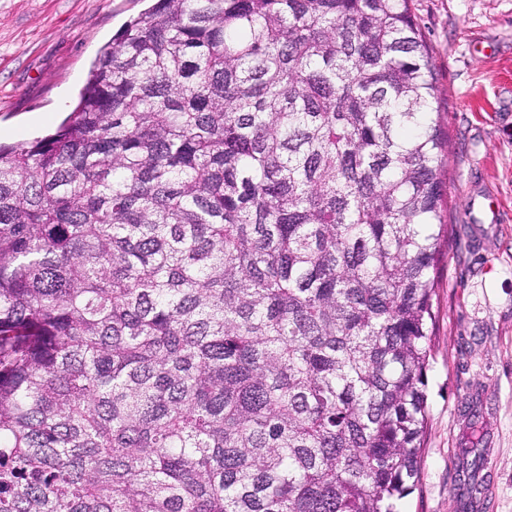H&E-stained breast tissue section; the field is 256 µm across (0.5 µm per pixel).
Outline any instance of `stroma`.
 Masks as SVG:
<instances>
[{
    "label": "stroma",
    "instance_id": "1",
    "mask_svg": "<svg viewBox=\"0 0 512 512\" xmlns=\"http://www.w3.org/2000/svg\"><path fill=\"white\" fill-rule=\"evenodd\" d=\"M146 0H0V143L51 133ZM433 51L448 240L428 428L401 512H512V0H409Z\"/></svg>",
    "mask_w": 512,
    "mask_h": 512
}]
</instances>
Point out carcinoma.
Here are the masks:
<instances>
[{"label": "carcinoma", "instance_id": "carcinoma-1", "mask_svg": "<svg viewBox=\"0 0 512 512\" xmlns=\"http://www.w3.org/2000/svg\"><path fill=\"white\" fill-rule=\"evenodd\" d=\"M409 0H157L0 146V512H398L448 135Z\"/></svg>", "mask_w": 512, "mask_h": 512}]
</instances>
